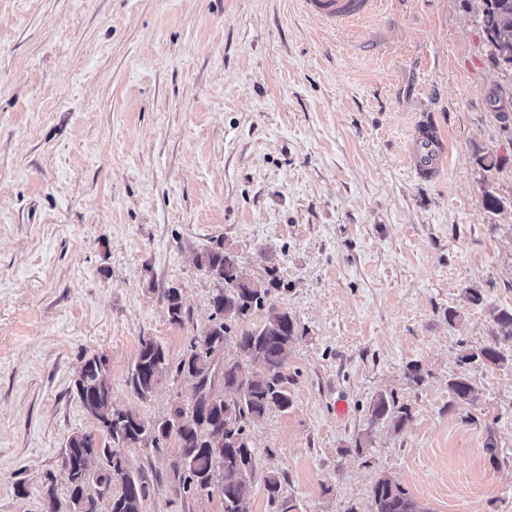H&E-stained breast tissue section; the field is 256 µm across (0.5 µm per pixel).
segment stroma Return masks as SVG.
Returning <instances> with one entry per match:
<instances>
[{
    "mask_svg": "<svg viewBox=\"0 0 512 512\" xmlns=\"http://www.w3.org/2000/svg\"><path fill=\"white\" fill-rule=\"evenodd\" d=\"M478 11L380 0L343 29L300 0H0V512H68L65 442L97 428L83 357L143 421L191 401L175 375L145 399L127 376L141 338L175 363L208 327L194 254L219 242L298 323L292 404L249 427L252 512H278L272 474L297 512H373L386 474L429 512H512V367L461 360L512 308V72ZM423 115L450 143L433 182L403 151ZM459 374L478 406L453 402ZM381 394L402 429L371 424ZM120 454L143 512H223L172 482L175 440Z\"/></svg>",
    "mask_w": 512,
    "mask_h": 512,
    "instance_id": "1",
    "label": "stroma"
}]
</instances>
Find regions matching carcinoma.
Instances as JSON below:
<instances>
[{"instance_id": "obj_1", "label": "carcinoma", "mask_w": 512, "mask_h": 512, "mask_svg": "<svg viewBox=\"0 0 512 512\" xmlns=\"http://www.w3.org/2000/svg\"><path fill=\"white\" fill-rule=\"evenodd\" d=\"M479 18L496 63L512 71V0H479ZM196 265L216 284L211 297L214 310L211 323L201 336L188 341L175 373L200 377L212 358H222L223 378L218 383L191 381L193 401L175 403L163 418L146 423L128 415V422L115 420L119 411L112 407V384L103 374L98 356L82 363L73 388L81 407L95 398L96 413L91 416L103 445L90 433L72 434L63 449L64 467L70 492V512H142L149 496V483L143 476L124 472L120 449L129 445L159 449V441L173 431L179 448L172 465L173 478L186 494H211L216 488L224 501V512H251L244 493L252 472V451L247 427L275 407L287 410L292 400L285 375L289 346L297 337V321L286 310L265 307L268 285L245 278L239 256L219 242L196 255ZM167 312L173 323L182 322V301L170 288L166 294ZM267 308L262 324L255 330L242 329L235 348L246 354L253 370L243 372L240 362L225 355V345L238 321L254 309ZM501 336L512 341V310H492ZM499 339L463 355L466 362L505 367L509 359L499 350ZM170 373L164 348L152 339H142L128 385L141 398L153 394ZM448 389L460 405L474 406L480 400L479 388L467 377L448 380ZM410 418L409 408H394L383 394L373 402L371 422L393 421L400 429ZM121 477V491L112 494V481ZM97 487L96 495L83 493L87 483ZM269 498L279 501L280 512H295L296 505L278 499L279 478H265ZM373 512H429L390 477L379 478L372 491Z\"/></svg>"}]
</instances>
